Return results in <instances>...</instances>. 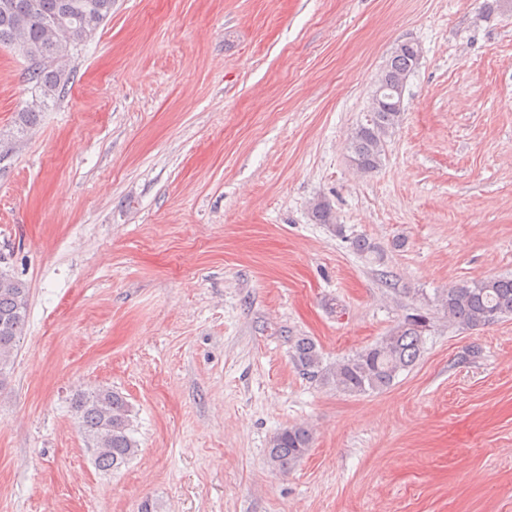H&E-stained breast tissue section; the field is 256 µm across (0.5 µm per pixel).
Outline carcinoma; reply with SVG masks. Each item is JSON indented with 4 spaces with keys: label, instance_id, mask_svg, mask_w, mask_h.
<instances>
[{
    "label": "carcinoma",
    "instance_id": "carcinoma-1",
    "mask_svg": "<svg viewBox=\"0 0 512 512\" xmlns=\"http://www.w3.org/2000/svg\"><path fill=\"white\" fill-rule=\"evenodd\" d=\"M112 4L113 0H0V48L10 49L27 61V81L31 84V101L18 112L21 125L32 123L42 109L65 96L74 79L68 61L111 20ZM418 65L415 46H397L379 74V84L384 86L380 104L367 110L347 146L360 173L372 174L382 166L387 138L402 121V113L392 108V98L405 91L403 80ZM309 211L316 223L342 231L325 201L312 203ZM354 247L368 259H382L380 247L366 237L356 238ZM28 302L24 283L1 272L0 385L22 338ZM437 306L463 329L492 325L512 317V276L452 286L437 297ZM431 328L427 313L409 314L381 341L331 366L323 365L321 351L312 338L298 337L292 343L291 359L302 375L333 384L345 393L382 391L417 362ZM73 411L78 428L93 444L97 467L118 469L137 456L139 441L134 437L131 405L121 392L102 387L80 393ZM312 443L313 433L307 427L286 426L270 439L268 463L285 473L305 457Z\"/></svg>",
    "mask_w": 512,
    "mask_h": 512
}]
</instances>
